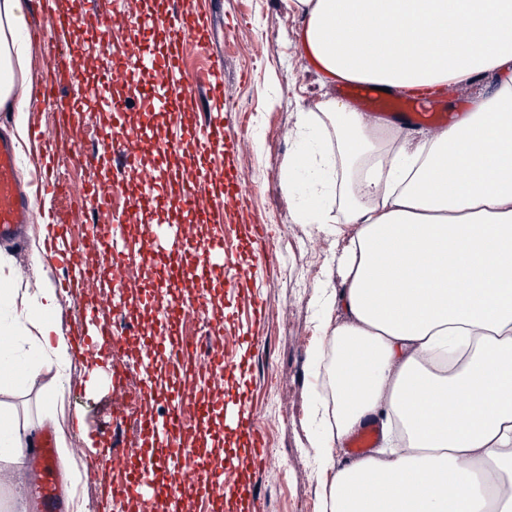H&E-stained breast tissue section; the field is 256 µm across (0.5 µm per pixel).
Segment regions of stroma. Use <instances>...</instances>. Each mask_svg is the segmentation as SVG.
Wrapping results in <instances>:
<instances>
[{
  "instance_id": "35a3bbf8",
  "label": "stroma",
  "mask_w": 512,
  "mask_h": 512,
  "mask_svg": "<svg viewBox=\"0 0 512 512\" xmlns=\"http://www.w3.org/2000/svg\"><path fill=\"white\" fill-rule=\"evenodd\" d=\"M30 2L26 27L31 31L43 27L44 34L26 40L24 86L30 94L26 120L45 130L59 157L72 153L73 146L63 131L55 129L53 112L42 104L46 64L57 46L53 28L44 19L54 9H67L70 0ZM169 8L208 15L206 47L187 41L183 56L191 70L206 53L224 57V98L233 106L230 128L239 138L233 166L241 182L250 187L241 215L263 226L266 242L265 258L250 287L239 289L232 298H225L222 281L206 273L171 282L170 292L187 305L202 290L210 293L214 305L229 302L236 318L225 324L224 332L236 337L249 322L254 296L262 295L266 306L261 343L238 379L249 390L254 426L266 441V452L249 473L246 490L262 501L263 512H321L324 485L331 473L321 464L316 448L322 427L314 422L313 410L321 397L324 376L316 368L314 356L324 341L323 325L339 321L344 308L338 303L322 306L320 296L343 289L341 261L355 227L343 225L337 235L326 225L299 221V197L286 186L284 163L301 144L302 115L315 111L326 91L306 59L299 38L302 17L293 0H138L137 5L143 14ZM130 44L147 54L163 48L161 41L143 38L135 28L116 31L108 49L82 57L86 80L108 74L114 53ZM81 110L87 129L84 156L64 173L68 183L65 195L42 199L22 243H0V277L28 302L34 301L38 289L58 284V266L44 245L45 211L66 216L68 210L81 206L87 185L112 182V162L96 155L95 105L82 102ZM191 153L190 144H180L159 165L164 185L174 192L217 190L219 181L197 182L189 163ZM133 260L140 275L138 287L127 289L122 313L105 307L98 320L100 326L118 330L125 320L137 319L146 335L153 323L145 319L138 296L167 271L150 239L144 240ZM52 379L47 372L33 388L1 391L0 403L32 421L49 412L55 415L52 432L64 438L77 475L73 483L60 484L59 491L72 512H79L82 504L113 493L112 470H103L99 479L91 482L85 463L94 450L93 438L110 435L116 426L114 387L104 363L77 355L71 358L70 384L63 394H54ZM21 470V482L0 484V512H40L35 487L41 474L28 460Z\"/></svg>"
}]
</instances>
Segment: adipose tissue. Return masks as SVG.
I'll use <instances>...</instances> for the list:
<instances>
[{
  "label": "adipose tissue",
  "instance_id": "1",
  "mask_svg": "<svg viewBox=\"0 0 512 512\" xmlns=\"http://www.w3.org/2000/svg\"><path fill=\"white\" fill-rule=\"evenodd\" d=\"M322 87L346 81L420 96L489 78L462 121L428 139L383 130L324 96L305 115L285 169L313 177L299 217L330 218L337 196L355 225L345 289L326 296L347 317L331 329L327 428L320 443L332 480L325 512H512V0H295ZM27 0H0V110L15 97ZM10 310L8 364L27 384L50 371L68 382L70 345L32 334L36 308ZM380 423L379 448L336 466L354 432ZM36 429L0 407V470H16Z\"/></svg>",
  "mask_w": 512,
  "mask_h": 512
}]
</instances>
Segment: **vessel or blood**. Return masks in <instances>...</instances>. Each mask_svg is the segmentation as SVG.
Segmentation results:
<instances>
[{"mask_svg":"<svg viewBox=\"0 0 512 512\" xmlns=\"http://www.w3.org/2000/svg\"><path fill=\"white\" fill-rule=\"evenodd\" d=\"M133 26L145 33H161L167 38L165 54L146 55L137 46H129L121 55L115 56L110 74L96 81H85L78 63L84 53L83 45L73 43L53 55L48 63V79L45 105L55 112L78 111L79 99L100 103L109 112L111 120L97 131V145L101 156L136 166L147 151L152 139L149 132L151 119L158 112H180L192 110L197 100L193 87L207 90L212 102L205 123L198 124L183 118L175 128L166 148H173L184 140H192L196 148L193 160L199 181L210 182L215 167L223 169V183L219 193H173L161 189L158 175L141 177L136 184L124 188L126 215H133L145 203L153 201L169 215L166 227L169 231L168 245L159 257L167 267L166 279L151 285L145 297L153 315L159 319L158 334L152 342L134 356L136 367L142 373L140 396L153 398L157 388L155 367L157 363L169 361L174 345L180 344V326L189 313L209 314L213 332L224 330L223 316L210 315V298L199 294L192 307H185L179 299L171 296L168 283L191 276L198 268L212 271L224 270V240L221 236L210 237L199 242L195 220L217 224L224 216L234 214L241 197L247 192L231 168L239 146V140L229 131L228 109L224 103V60L215 58L209 67L194 77H185L176 60L185 39L201 38L206 30L202 17L186 15L177 11H164L147 16L131 17L120 9L99 13L97 19L99 48H106L112 30L117 26ZM153 78L151 88L139 85L140 74ZM125 86L122 94L113 93L115 85ZM70 86L80 87V97L65 95ZM140 109L142 120L139 127L126 125V114ZM401 127L408 128L426 121H451L450 113L436 106L414 101L392 113ZM37 200L36 194L27 192L18 172L16 149L13 142L0 138V242L19 238L25 228L31 210ZM150 226L144 224H98L93 228L92 244L111 248L112 266L101 273V280L112 285L113 290L123 288L129 258L140 239L149 237ZM84 248L73 245L61 255V263L67 276L59 291L62 296L72 295L74 288L91 283V270L82 260ZM111 293L86 296L84 300V326L74 333L77 352L80 356L114 363L115 377H122L125 369L120 361L123 357V342L108 338L106 332L89 333V325L95 324L100 308L111 302ZM211 363L221 380H229L244 370V362L226 361L224 345L215 342ZM170 409L161 420L140 419L138 411L128 405L117 408L122 419L135 421L138 431L147 437V450L129 448L118 451L114 439L99 440V454L120 476L118 492L122 496L138 500L148 495L183 497L196 491H204L209 499V512H220L226 489L224 470L234 471L238 479H245L262 453L261 440L252 427L247 406V393L214 392L208 403H200L192 386L186 385L169 391ZM216 413L224 418V433L234 440L233 448L224 455L223 470H216L211 461L198 449L190 447L185 439L188 423L192 418H204ZM380 437L378 427L369 425L356 432L348 442L353 454H365L373 448ZM33 456L41 466V497L45 512H56L58 489L50 467L54 456L52 435L42 436L36 443Z\"/></svg>","mask_w":512,"mask_h":512,"instance_id":"1","label":"vessel or blood"}]
</instances>
